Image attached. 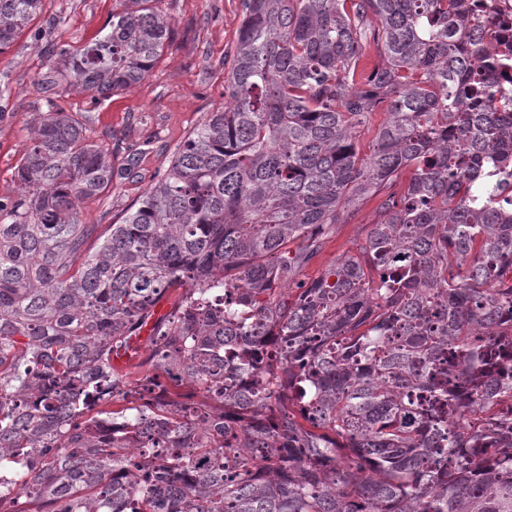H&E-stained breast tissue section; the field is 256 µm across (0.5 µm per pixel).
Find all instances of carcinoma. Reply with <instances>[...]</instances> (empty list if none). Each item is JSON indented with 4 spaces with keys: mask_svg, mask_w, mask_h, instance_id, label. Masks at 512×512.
Instances as JSON below:
<instances>
[{
    "mask_svg": "<svg viewBox=\"0 0 512 512\" xmlns=\"http://www.w3.org/2000/svg\"><path fill=\"white\" fill-rule=\"evenodd\" d=\"M42 2L0 0V51ZM150 2L49 47L22 194L0 199V512H512V111L484 44L500 23L474 0H239L229 104L102 230L77 203L135 157L112 169L50 94L143 80L171 37ZM377 196L366 244L296 281ZM169 381L192 389L149 401ZM105 391L130 436L79 423Z\"/></svg>",
    "mask_w": 512,
    "mask_h": 512,
    "instance_id": "cac0c4a2",
    "label": "carcinoma"
}]
</instances>
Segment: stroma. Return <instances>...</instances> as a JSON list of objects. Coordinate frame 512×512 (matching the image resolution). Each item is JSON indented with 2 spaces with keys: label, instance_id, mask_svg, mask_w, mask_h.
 <instances>
[{
  "label": "stroma",
  "instance_id": "stroma-1",
  "mask_svg": "<svg viewBox=\"0 0 512 512\" xmlns=\"http://www.w3.org/2000/svg\"><path fill=\"white\" fill-rule=\"evenodd\" d=\"M173 37L152 72L107 99L72 88L57 89L64 111L85 123L91 141L121 167L129 150L138 153L135 178L114 182L111 191L78 206L83 224H108L136 203L168 169L173 154L208 114L222 108L227 91L224 61L232 56L241 12L238 0H155ZM112 0H43L36 19L0 52V196L17 197L15 169L46 106L37 81L51 63L44 42L79 47L109 29ZM376 203L359 202L348 223L337 225L301 278L333 267L357 251L376 219Z\"/></svg>",
  "mask_w": 512,
  "mask_h": 512
}]
</instances>
